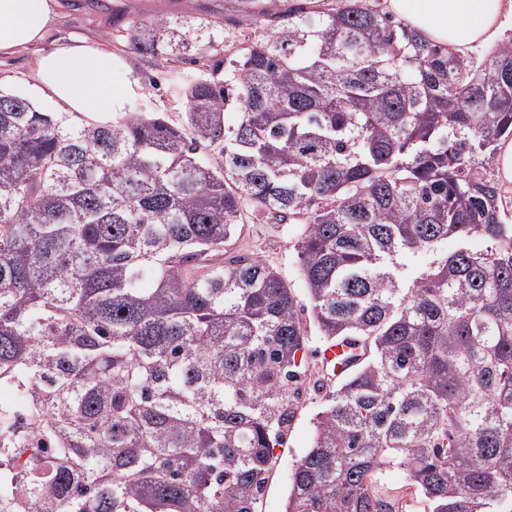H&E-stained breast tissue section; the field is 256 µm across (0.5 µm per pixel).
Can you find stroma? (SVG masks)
<instances>
[{
	"instance_id": "stroma-1",
	"label": "stroma",
	"mask_w": 512,
	"mask_h": 512,
	"mask_svg": "<svg viewBox=\"0 0 512 512\" xmlns=\"http://www.w3.org/2000/svg\"><path fill=\"white\" fill-rule=\"evenodd\" d=\"M161 16L202 17L212 21L224 34L222 54L204 50L196 54L194 61L181 64L161 56L149 57L114 72V82L128 92L129 109L144 105L152 111L166 113L173 122H180L185 100L170 84V72L181 69L223 77L222 56L235 54L240 47L262 36L261 31L247 26L238 10V0H57V17L39 44L0 55V85L17 90L43 111H57V104L33 87V71L40 52L84 40L123 55L127 52L131 21ZM243 219L242 233L229 245V254L253 255L273 266L294 289L298 300L306 301L294 262V238L289 225L264 223L248 210L244 211ZM319 405L318 394L310 386H303L297 419L287 444L278 451L277 465L266 484L264 512H282L288 494V472L310 445L313 418Z\"/></svg>"
}]
</instances>
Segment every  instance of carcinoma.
I'll use <instances>...</instances> for the list:
<instances>
[{
	"mask_svg": "<svg viewBox=\"0 0 512 512\" xmlns=\"http://www.w3.org/2000/svg\"><path fill=\"white\" fill-rule=\"evenodd\" d=\"M223 43L130 25L133 62ZM170 81L179 124L0 87V512H259L308 335L276 269L213 260L246 206L293 225L319 336L366 350L314 380L284 512H512V209L485 168L512 139V39L473 67L336 0L279 15L222 80Z\"/></svg>",
	"mask_w": 512,
	"mask_h": 512,
	"instance_id": "carcinoma-1",
	"label": "carcinoma"
}]
</instances>
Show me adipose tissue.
Returning <instances> with one entry per match:
<instances>
[{"mask_svg": "<svg viewBox=\"0 0 512 512\" xmlns=\"http://www.w3.org/2000/svg\"><path fill=\"white\" fill-rule=\"evenodd\" d=\"M387 10L429 42L454 49L495 41L512 0H384ZM55 0H0V53L42 41ZM121 57L79 41L43 53L35 64L38 90L66 111L93 121L111 120L127 99L112 81Z\"/></svg>", "mask_w": 512, "mask_h": 512, "instance_id": "adipose-tissue-1", "label": "adipose tissue"}]
</instances>
